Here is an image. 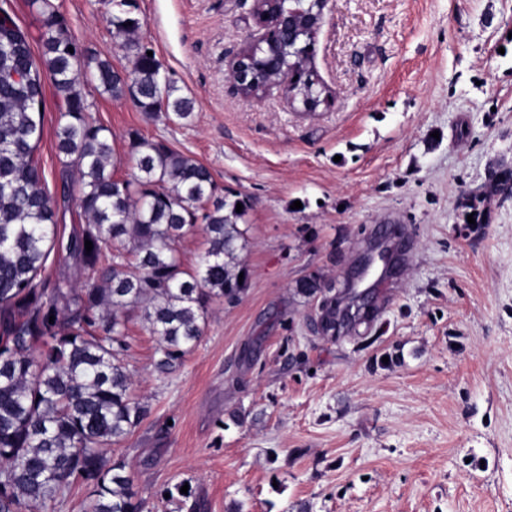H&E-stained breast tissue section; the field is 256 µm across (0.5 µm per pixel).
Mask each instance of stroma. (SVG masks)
Masks as SVG:
<instances>
[{
	"label": "stroma",
	"instance_id": "stroma-1",
	"mask_svg": "<svg viewBox=\"0 0 512 512\" xmlns=\"http://www.w3.org/2000/svg\"><path fill=\"white\" fill-rule=\"evenodd\" d=\"M73 36L128 67L110 24L115 0H56ZM143 42L193 99L183 122L149 115L97 84L82 92L125 163L130 136L161 140L249 202L241 256L249 285L213 302L203 336L166 373L142 311L125 363L150 413L114 458L145 512H512V201L466 223L458 205L512 166V0H330L313 67L329 107L302 112L279 88L243 96L229 61L257 27L253 0H136ZM47 96L35 156L57 197L60 239L84 225ZM410 232L415 256L389 277L372 325L325 337L318 273L333 291L377 225Z\"/></svg>",
	"mask_w": 512,
	"mask_h": 512
}]
</instances>
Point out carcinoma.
Returning <instances> with one entry per match:
<instances>
[{
  "instance_id": "cac0c4a2",
  "label": "carcinoma",
  "mask_w": 512,
  "mask_h": 512,
  "mask_svg": "<svg viewBox=\"0 0 512 512\" xmlns=\"http://www.w3.org/2000/svg\"><path fill=\"white\" fill-rule=\"evenodd\" d=\"M32 5L42 23L37 56L27 32L0 7V512H48L76 481L91 488L90 512H144L126 463L108 457L150 411L133 395L124 362L129 315L143 311L157 336L159 371L190 353L210 302L235 304L247 290L250 271L240 256L247 237L239 221L248 202L217 195L208 167L139 135L131 143L138 174L116 176L123 158L112 132L88 119L81 90L87 76L115 100L130 86L136 106L148 114L185 121L194 110L159 59L147 56L139 40L144 21L133 0H120L110 18L130 63L124 77L111 60L88 53L73 38L55 0ZM285 7L301 13L290 51L275 67L297 76L290 93L302 110L315 112L328 99L310 66L314 16L298 0ZM42 69L62 112L54 131L57 153L81 185L78 205L87 224L67 250L85 271L82 284L49 287L40 278L57 243L54 202L35 159L44 136ZM509 180L512 167L491 170L487 191L462 193L459 207L475 223H486V202ZM197 226L206 249L186 270L177 243ZM296 288L311 298L324 283L310 275ZM320 310L323 333L336 336V297L324 296Z\"/></svg>"
}]
</instances>
